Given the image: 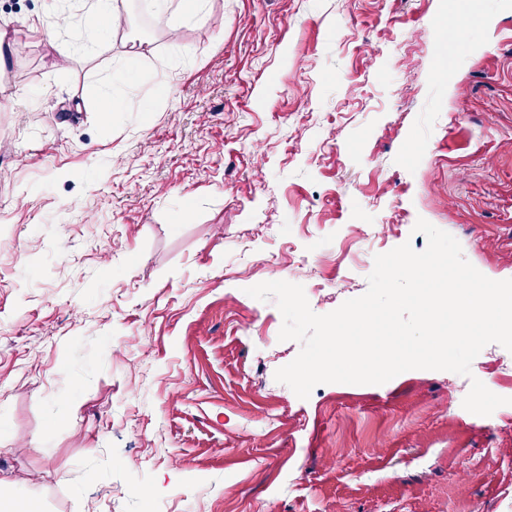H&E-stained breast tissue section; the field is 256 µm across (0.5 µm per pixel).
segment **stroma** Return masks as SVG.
Instances as JSON below:
<instances>
[{"instance_id": "obj_1", "label": "stroma", "mask_w": 512, "mask_h": 512, "mask_svg": "<svg viewBox=\"0 0 512 512\" xmlns=\"http://www.w3.org/2000/svg\"><path fill=\"white\" fill-rule=\"evenodd\" d=\"M91 12L0 0L51 32L0 55V475L45 512H512L511 351L301 399L247 293L303 260L330 313L421 218L512 279V0Z\"/></svg>"}]
</instances>
